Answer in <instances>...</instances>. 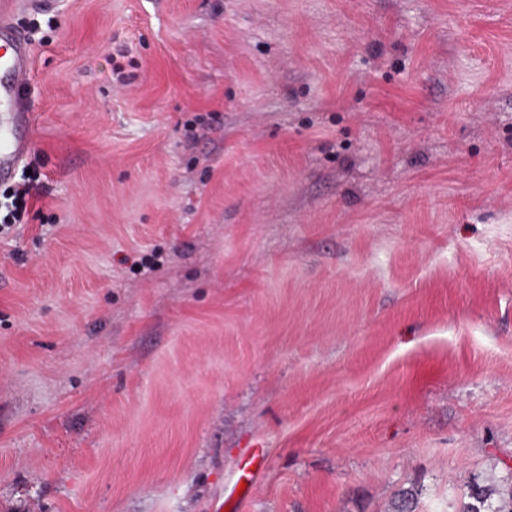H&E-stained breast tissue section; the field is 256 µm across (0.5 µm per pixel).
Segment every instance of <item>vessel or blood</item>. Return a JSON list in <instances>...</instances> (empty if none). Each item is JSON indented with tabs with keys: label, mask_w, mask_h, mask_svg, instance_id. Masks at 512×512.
I'll return each instance as SVG.
<instances>
[{
	"label": "vessel or blood",
	"mask_w": 512,
	"mask_h": 512,
	"mask_svg": "<svg viewBox=\"0 0 512 512\" xmlns=\"http://www.w3.org/2000/svg\"><path fill=\"white\" fill-rule=\"evenodd\" d=\"M58 0H0V181L9 180L33 146L34 118L26 104L31 52L15 29L16 9H55Z\"/></svg>",
	"instance_id": "obj_1"
}]
</instances>
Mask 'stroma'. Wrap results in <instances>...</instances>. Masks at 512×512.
I'll list each match as a JSON object with an SVG mask.
<instances>
[{"mask_svg": "<svg viewBox=\"0 0 512 512\" xmlns=\"http://www.w3.org/2000/svg\"><path fill=\"white\" fill-rule=\"evenodd\" d=\"M13 21L47 194L0 238V512H460L512 475V0Z\"/></svg>", "mask_w": 512, "mask_h": 512, "instance_id": "35a3bbf8", "label": "stroma"}]
</instances>
